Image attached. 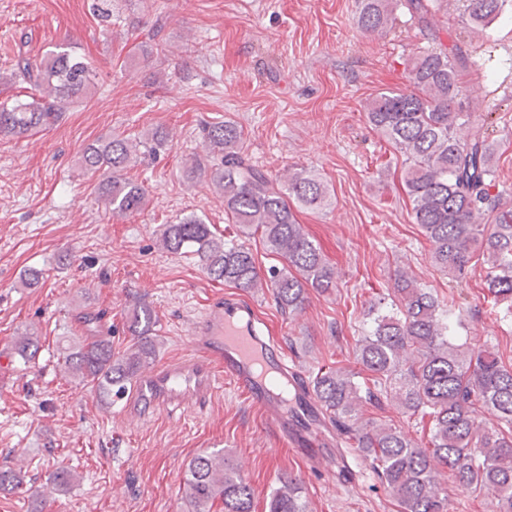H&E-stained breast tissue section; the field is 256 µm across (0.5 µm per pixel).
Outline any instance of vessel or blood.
I'll use <instances>...</instances> for the list:
<instances>
[{"instance_id": "obj_1", "label": "vessel or blood", "mask_w": 512, "mask_h": 512, "mask_svg": "<svg viewBox=\"0 0 512 512\" xmlns=\"http://www.w3.org/2000/svg\"><path fill=\"white\" fill-rule=\"evenodd\" d=\"M258 322L254 305L241 298L211 304L192 326L187 357L141 376L127 417L144 420L175 401L201 405L228 383L264 412L278 445L314 468L335 473L336 455L325 446L326 422L304 376L289 367L273 331H262Z\"/></svg>"}]
</instances>
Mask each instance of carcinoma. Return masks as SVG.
I'll return each mask as SVG.
<instances>
[{
	"label": "carcinoma",
	"instance_id": "cac0c4a2",
	"mask_svg": "<svg viewBox=\"0 0 512 512\" xmlns=\"http://www.w3.org/2000/svg\"><path fill=\"white\" fill-rule=\"evenodd\" d=\"M451 0H358V25L382 33L397 10L405 9L431 25L433 14ZM462 18L475 31L488 29L512 0H456ZM469 58L443 43L415 57L409 79L416 92L382 91L366 102V117L405 157L402 188L412 204L415 223L433 244L432 262L465 278L472 260L486 265L485 282L491 310L512 320V205L495 186L492 153L484 124L470 123L461 72ZM95 74L82 56L60 47L38 61L18 55L8 84L28 85V99L0 104V134L24 137L58 125L72 104L94 86ZM471 124L466 142L455 136ZM203 138L222 155L213 181L224 192V215L246 232L260 230L271 253L286 266L260 275L253 254L242 245H227L211 225L190 217L165 225L160 242L173 255L193 253L208 277L243 291L266 286L278 307L290 314L303 310L307 288L327 292L336 287L335 269L324 258L303 225L296 207L326 208L327 186L319 176L298 168L288 184L278 186L271 175L245 162L243 131L230 121L206 125ZM137 146L123 138L88 145L82 154L86 170L101 176L100 197L115 216L139 212L146 204L145 188L125 176ZM397 312L374 318L358 343L355 360L362 372L345 368L318 372L308 385L325 419L355 447L364 462L395 500L399 512H454L448 488L437 466L476 500L489 496L493 512H512V363L503 362L487 345L463 352L453 342L451 310L406 273L395 278ZM153 310L145 305L133 314L134 342L120 356L106 336L69 353L66 371L104 395L123 390L156 354ZM37 340L25 336L17 354L23 364L35 359ZM395 400L408 418L429 425L422 445L403 428L360 422L364 405ZM484 410L495 414L488 424ZM336 473L355 477L347 450L337 449ZM74 480L65 467L49 472L47 483L64 489ZM14 469L0 467V489L18 488ZM187 503L194 512H210L217 502L224 512H253L254 489L220 453L199 454L187 465ZM268 512H311L296 479L288 476L270 494Z\"/></svg>",
	"mask_w": 512,
	"mask_h": 512
}]
</instances>
